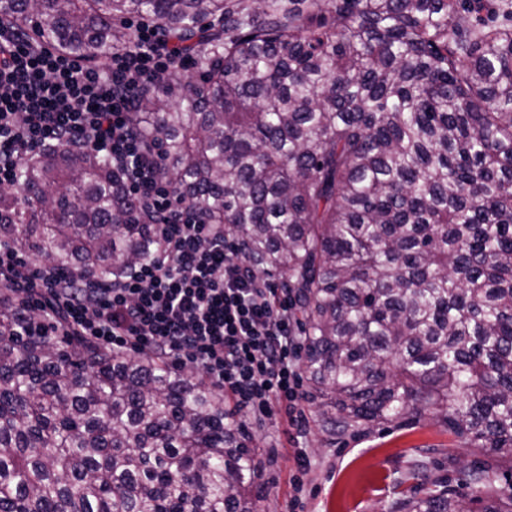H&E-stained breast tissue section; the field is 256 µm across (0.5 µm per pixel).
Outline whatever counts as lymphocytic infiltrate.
<instances>
[{
	"mask_svg": "<svg viewBox=\"0 0 512 512\" xmlns=\"http://www.w3.org/2000/svg\"><path fill=\"white\" fill-rule=\"evenodd\" d=\"M190 61L154 24H136L132 45L101 69L0 25V187L15 186L23 156L80 141L111 158L151 212L157 243L151 262L104 283L36 266L25 249L0 240V304L63 336L192 368L254 421L276 408L291 416L301 399V342L287 289L250 266L223 225L199 220L180 201L129 123L140 91Z\"/></svg>",
	"mask_w": 512,
	"mask_h": 512,
	"instance_id": "1",
	"label": "lymphocytic infiltrate"
}]
</instances>
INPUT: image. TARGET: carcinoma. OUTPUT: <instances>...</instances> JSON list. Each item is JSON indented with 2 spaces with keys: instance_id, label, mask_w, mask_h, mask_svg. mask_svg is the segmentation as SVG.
Instances as JSON below:
<instances>
[{
  "instance_id": "obj_1",
  "label": "carcinoma",
  "mask_w": 512,
  "mask_h": 512,
  "mask_svg": "<svg viewBox=\"0 0 512 512\" xmlns=\"http://www.w3.org/2000/svg\"><path fill=\"white\" fill-rule=\"evenodd\" d=\"M149 14L192 53L132 128L186 206L284 276L328 437L439 417L512 464V0H11L0 21L101 63ZM0 237L61 273L151 258V215L81 146L20 163ZM60 347L0 307V512H258L252 438L162 358ZM485 512H512L489 470ZM394 512H467L438 480Z\"/></svg>"
}]
</instances>
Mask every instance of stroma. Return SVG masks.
Wrapping results in <instances>:
<instances>
[{
	"instance_id": "stroma-1",
	"label": "stroma",
	"mask_w": 512,
	"mask_h": 512,
	"mask_svg": "<svg viewBox=\"0 0 512 512\" xmlns=\"http://www.w3.org/2000/svg\"><path fill=\"white\" fill-rule=\"evenodd\" d=\"M297 412L303 424L280 411L260 425L242 412L233 418L259 448L267 485L260 512H392L400 492L424 495L434 478L464 495L470 512H483V501L464 484L465 474L478 466L498 470L497 463L467 447L440 420H405L328 444L313 406L299 402ZM303 457L308 467L300 466ZM498 472L501 485L511 486L512 472Z\"/></svg>"
}]
</instances>
